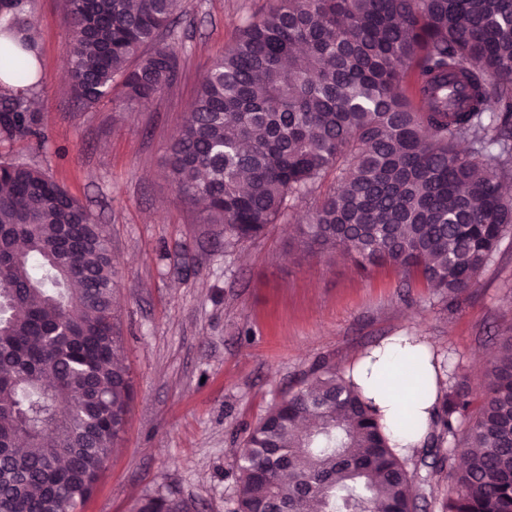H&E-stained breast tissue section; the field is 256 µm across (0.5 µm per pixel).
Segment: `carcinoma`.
Masks as SVG:
<instances>
[{
  "label": "carcinoma",
  "mask_w": 512,
  "mask_h": 512,
  "mask_svg": "<svg viewBox=\"0 0 512 512\" xmlns=\"http://www.w3.org/2000/svg\"><path fill=\"white\" fill-rule=\"evenodd\" d=\"M32 0H0V138L39 134ZM64 80L84 109L155 101L179 80L184 0H64ZM467 143L469 147L461 148ZM189 208L227 246L264 234L335 173L293 240L360 271L391 265L453 305L512 232V0H276L213 60L168 148ZM104 227L46 172L0 162V512H77L121 440L135 396L118 359ZM408 396L430 393L406 376ZM466 464L439 512H512V335L483 375ZM438 386L423 458L468 414ZM232 512H413L414 473L376 410L324 361L249 429ZM137 512H188L158 494Z\"/></svg>",
  "instance_id": "cac0c4a2"
}]
</instances>
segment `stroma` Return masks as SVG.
<instances>
[{
	"mask_svg": "<svg viewBox=\"0 0 512 512\" xmlns=\"http://www.w3.org/2000/svg\"><path fill=\"white\" fill-rule=\"evenodd\" d=\"M272 0H187L178 20L184 62L162 98L126 110L120 96L93 109L60 93L71 35L63 0H34L44 79L37 89L42 143L0 139V159L51 175L102 224L117 274L122 357L136 398L118 448L80 512H135L154 494L194 512H232L235 458L246 431L296 390L319 361L345 368L364 349L405 331L425 337L446 375L481 403L475 355L512 333V238L454 305L391 266L358 273L291 246L292 227L315 206L308 196L261 237L225 246L188 210L170 181L167 145L188 114L211 59ZM421 449L418 512H437L447 471L428 473Z\"/></svg>",
	"mask_w": 512,
	"mask_h": 512,
	"instance_id": "35a3bbf8",
	"label": "stroma"
}]
</instances>
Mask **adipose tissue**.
Segmentation results:
<instances>
[{"mask_svg": "<svg viewBox=\"0 0 512 512\" xmlns=\"http://www.w3.org/2000/svg\"><path fill=\"white\" fill-rule=\"evenodd\" d=\"M383 360L386 366H406L423 371L429 384H436L442 377V369L433 367L430 362L431 346L416 336H392L385 343ZM369 361L356 358L350 365V374L366 400L372 401L380 414V422L389 439L391 448L399 456H407L413 448L419 447L432 423L434 396L411 404L412 417L404 419L400 414L406 403L404 390L393 377L382 371H369Z\"/></svg>", "mask_w": 512, "mask_h": 512, "instance_id": "adipose-tissue-1", "label": "adipose tissue"}]
</instances>
